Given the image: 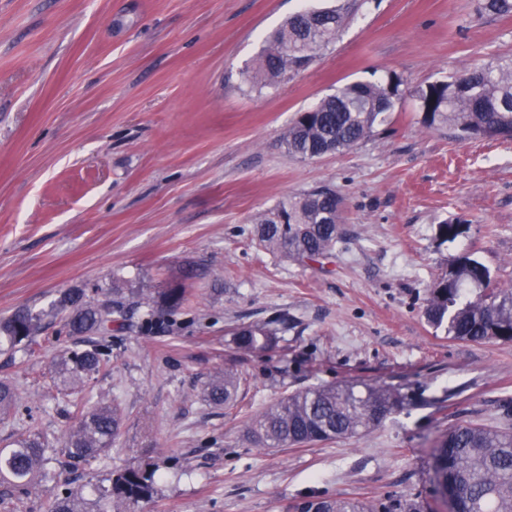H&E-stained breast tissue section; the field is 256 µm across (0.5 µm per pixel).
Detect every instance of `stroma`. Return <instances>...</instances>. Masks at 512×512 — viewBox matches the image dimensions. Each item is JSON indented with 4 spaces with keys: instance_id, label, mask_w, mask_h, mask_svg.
<instances>
[{
    "instance_id": "1",
    "label": "stroma",
    "mask_w": 512,
    "mask_h": 512,
    "mask_svg": "<svg viewBox=\"0 0 512 512\" xmlns=\"http://www.w3.org/2000/svg\"><path fill=\"white\" fill-rule=\"evenodd\" d=\"M300 0H0V317L47 310L30 347L0 345V381L17 393L0 442L34 430L55 478L0 501L48 512L65 493L149 466L156 492L135 512H296L322 497H419L448 512L431 450L466 422L502 425L512 405V341L446 336L423 315L431 284L471 254L512 285V140L453 139L403 95L353 149L288 156L297 112L346 84L400 76L409 91L512 58V16L476 0H367L335 43L292 80L254 81L266 36ZM327 185L344 234L324 263L260 248L252 219ZM464 221L440 243L438 227ZM182 287L186 302L145 328L130 304L110 363L83 394L55 378L71 346L52 304L113 283ZM281 316L271 350H237L234 329ZM241 375L233 406L208 379ZM380 381L403 407L375 430L301 447L259 448L246 423L289 392ZM115 400L119 437L67 466L64 439L89 398ZM239 389L237 369L225 367L216 372L204 388V396L215 406H230L234 403Z\"/></svg>"
}]
</instances>
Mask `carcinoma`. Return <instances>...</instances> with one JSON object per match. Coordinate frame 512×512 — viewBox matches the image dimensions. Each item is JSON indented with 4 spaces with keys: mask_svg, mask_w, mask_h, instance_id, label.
Instances as JSON below:
<instances>
[{
    "mask_svg": "<svg viewBox=\"0 0 512 512\" xmlns=\"http://www.w3.org/2000/svg\"><path fill=\"white\" fill-rule=\"evenodd\" d=\"M367 0H336L324 9L302 8L265 40L253 64L264 83L280 84L308 67L335 40L340 28ZM479 9L498 16L512 15V0H479ZM404 81L397 75L376 82L350 83L300 113L283 134L288 155L314 159L342 153L386 120L400 96ZM418 102L423 122L446 125L460 141L477 138H512V60L491 61L467 70L450 81H438L410 90ZM343 199L326 185L298 197L278 202L257 214L255 236L266 250L286 260L317 263L328 259L343 234ZM139 304L155 314L171 315L185 301V290L168 288L158 294L138 293ZM85 292L75 289L60 297L57 307L69 310L65 327L71 336L104 335L112 322L126 315L125 292L112 289V301L91 305ZM424 315L445 327L453 339L473 342L512 341V285L503 288L489 269L465 254L456 259L448 276L430 286ZM46 312L27 307L0 320V343L28 345ZM280 319L240 327L233 332L238 350H270L280 341ZM108 363L99 345L66 349L56 362L64 385L81 386L89 375ZM239 389V373L232 367L215 373L204 396L215 406H230ZM16 394L0 381V416L13 409ZM404 404L399 390L385 383H345L300 388L266 406L251 419L246 431L261 448H288L336 438L366 434L379 427L392 411ZM118 406L98 401L83 414L67 437L64 451L70 463L109 448L119 434ZM45 444L39 433L20 435L8 450L0 449V498L48 476ZM435 478L451 494L458 512H512V430L465 423L442 435L433 449ZM155 471L129 468L98 489V501L121 507L152 497ZM297 512H423L416 499L402 495L383 501L311 498L296 505ZM50 512H89L84 499L73 494L56 498Z\"/></svg>",
    "mask_w": 512,
    "mask_h": 512,
    "instance_id": "carcinoma-1",
    "label": "carcinoma"
}]
</instances>
